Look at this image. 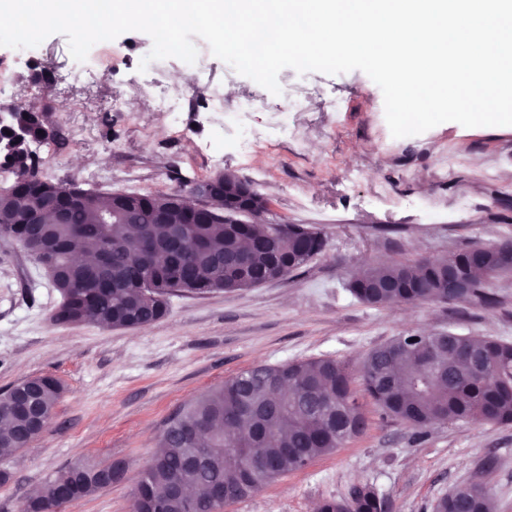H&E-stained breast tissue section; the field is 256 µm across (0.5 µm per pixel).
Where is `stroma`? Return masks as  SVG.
<instances>
[{
  "label": "stroma",
  "instance_id": "stroma-1",
  "mask_svg": "<svg viewBox=\"0 0 512 512\" xmlns=\"http://www.w3.org/2000/svg\"><path fill=\"white\" fill-rule=\"evenodd\" d=\"M194 44L204 66L186 84L181 60L140 69L151 38L130 31L75 61L65 36L33 54L0 47V106L25 91L66 136L36 145L54 182L99 192L168 193L222 171L263 194L269 224H303L323 252L286 279L234 293L170 297L165 316L136 329L59 325L61 296L22 248L0 239V392L51 375L63 385L47 428L6 461L0 512L78 460L121 464L119 477L63 512H130L140 472L168 418L189 399L258 364L333 357L358 363L408 333L452 332L512 343V275L488 279L479 300L369 306L347 290L365 264L411 262L512 238V128L442 123L393 137L381 89L362 71L282 70L274 95ZM52 81L34 82V67ZM225 88L223 111L207 89ZM182 88L190 109H156ZM249 109H242L243 101ZM363 434L223 512H316L371 484L387 512H432L463 483L486 487L512 512V424L435 423L415 431L363 399Z\"/></svg>",
  "mask_w": 512,
  "mask_h": 512
}]
</instances>
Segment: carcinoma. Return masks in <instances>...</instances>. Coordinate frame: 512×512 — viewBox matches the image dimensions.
<instances>
[{"label":"carcinoma","instance_id":"cac0c4a2","mask_svg":"<svg viewBox=\"0 0 512 512\" xmlns=\"http://www.w3.org/2000/svg\"><path fill=\"white\" fill-rule=\"evenodd\" d=\"M14 124L25 130L20 140L0 141V168L14 175L12 190L0 193V238L26 246L39 234L50 247L57 267L59 306L81 323L124 328L131 319L148 325L161 319L167 308H147L144 290L170 295L189 284L196 293L222 284L227 293L247 287V280L230 259L254 275L266 266L272 250L290 256L320 253L321 233L301 231L300 224H273L269 230L250 228L239 236L226 224H188L180 238L172 224L183 221V211L169 210V224H126L112 216V195L85 190L73 202L71 186L41 179V161L32 145L39 135L40 113L16 107ZM143 193V218L167 207L183 195ZM50 198L70 212L68 224H30L29 216ZM512 248V241L475 250L424 256L411 263L369 265L348 281V290L370 306L387 303H453L483 296L480 276L512 271L501 267L496 255ZM78 253L104 258L106 271L88 284H78L80 273L68 263ZM454 268L466 288H447L448 268ZM432 357L438 372L426 375L419 364ZM282 375L283 390L266 382ZM41 404L52 414L62 385L44 377ZM371 397L380 409L420 431L435 422L464 419L494 425L512 424V343L485 336L436 333L417 341L395 336L369 353L357 371L334 358L293 360L277 365H256L213 386L186 402L158 435L154 452L142 469L151 489L167 491L174 480L193 490L199 512H219L208 502V491L224 486L231 500L240 501L278 478L299 471L311 460L329 455L347 441L343 418L331 412L342 400L360 410L358 392ZM25 419L12 403L11 390L0 392V461L26 448L21 441ZM100 466L78 461L59 471L42 492L28 500L22 512H52L61 505L75 477L81 497L107 487ZM476 512H494L489 492L478 484H461L437 499L433 512H448L450 503ZM319 512H385V500L371 485L359 486L350 499L325 498Z\"/></svg>","mask_w":512,"mask_h":512}]
</instances>
